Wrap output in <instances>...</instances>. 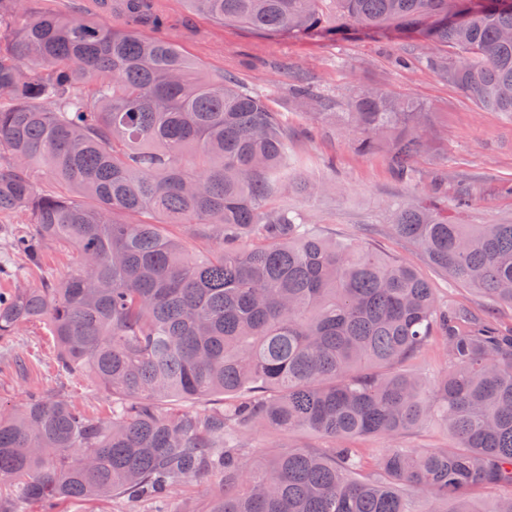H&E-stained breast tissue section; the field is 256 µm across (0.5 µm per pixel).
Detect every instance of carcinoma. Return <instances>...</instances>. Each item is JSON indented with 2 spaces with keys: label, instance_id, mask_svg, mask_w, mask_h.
Masks as SVG:
<instances>
[{
  "label": "carcinoma",
  "instance_id": "1",
  "mask_svg": "<svg viewBox=\"0 0 512 512\" xmlns=\"http://www.w3.org/2000/svg\"><path fill=\"white\" fill-rule=\"evenodd\" d=\"M0 0V217L32 231L0 255L40 271L0 292V341L42 322L58 368L112 393L106 419L32 396L0 413V480L17 505L55 512L108 495L159 507L218 475L209 512H512V328L450 306L418 271L362 243L326 238L273 198L294 180L288 124L267 99L208 73L173 41L157 0H123L125 26ZM265 38L336 41L399 34L443 49L430 70L481 108L512 116V0H185ZM151 27L155 36L143 34ZM297 102L314 97L298 76ZM356 149H386L398 172L425 141V115L374 90L350 97ZM44 167L57 191L36 187ZM435 184L389 206L394 234L453 283L512 308V223L451 224ZM213 248L196 253L185 237ZM72 246L81 268L43 271L41 245ZM448 371L414 365L432 337ZM219 396L196 412L167 401ZM434 423L449 448L397 440ZM309 432L326 448L248 457L244 435ZM391 442L367 465L349 441ZM425 504L412 508L414 501Z\"/></svg>",
  "mask_w": 512,
  "mask_h": 512
}]
</instances>
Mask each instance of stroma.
I'll return each instance as SVG.
<instances>
[{
  "mask_svg": "<svg viewBox=\"0 0 512 512\" xmlns=\"http://www.w3.org/2000/svg\"><path fill=\"white\" fill-rule=\"evenodd\" d=\"M163 9L201 30L203 39L169 37L192 59L232 75L263 95L288 122L294 174L323 186L315 199L289 195L285 201L302 211L321 235L368 243L381 253L414 265L442 299L481 307L479 293L450 284L413 246L391 231L390 200L426 196L434 183L449 195L465 190L464 207L449 203L448 218L459 224H497L512 220V116L489 112L455 85L422 66L403 69L397 57L422 52V45L392 35L322 39L257 37L238 26H222L189 10L183 0H161ZM305 76L322 96L344 103L362 89H378L418 104L429 114L428 146L413 162V179L397 178L384 151L359 153L357 135L344 123L321 125L311 109L291 98L296 75ZM26 360L18 370L17 360ZM57 345L46 325L33 323L9 342H0V409L20 407L33 395L64 399L94 418L108 417L112 395L89 377L61 372Z\"/></svg>",
  "mask_w": 512,
  "mask_h": 512,
  "instance_id": "1",
  "label": "stroma"
}]
</instances>
